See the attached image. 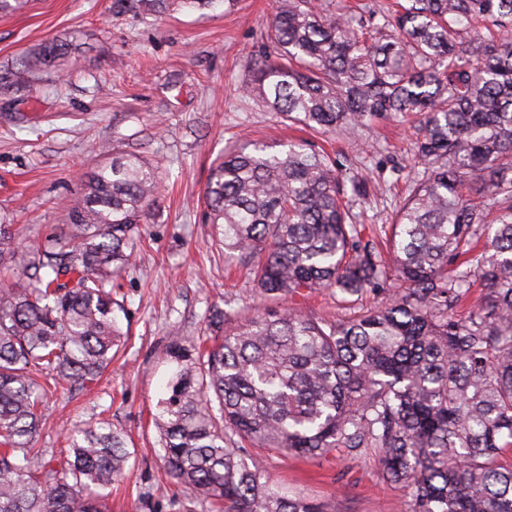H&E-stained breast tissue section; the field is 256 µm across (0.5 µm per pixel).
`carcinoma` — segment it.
I'll list each match as a JSON object with an SVG mask.
<instances>
[{
	"instance_id": "carcinoma-1",
	"label": "carcinoma",
	"mask_w": 512,
	"mask_h": 512,
	"mask_svg": "<svg viewBox=\"0 0 512 512\" xmlns=\"http://www.w3.org/2000/svg\"><path fill=\"white\" fill-rule=\"evenodd\" d=\"M215 0H112V11L203 10ZM269 51L245 87L285 120L327 134L424 113L391 256L363 241L345 201L359 178L301 140L224 149L205 223L268 297H358L395 276L389 300L340 322L295 307L224 329L216 308L177 370L154 425L166 474L217 512H323L273 483L260 450L317 460L378 453L409 512H512V0H401L394 12L341 0H277ZM69 44L55 40L43 62ZM22 60L0 87L29 82ZM475 186L476 205L463 189ZM136 156L113 157L68 207L71 224L30 248L0 224V512H107L131 453L106 421L70 436L46 466L35 438L46 388L92 386L124 335L114 279L136 258L159 193ZM497 222L485 223L486 214ZM481 301L459 315L474 282Z\"/></svg>"
}]
</instances>
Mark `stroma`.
I'll return each instance as SVG.
<instances>
[{"instance_id": "35a3bbf8", "label": "stroma", "mask_w": 512, "mask_h": 512, "mask_svg": "<svg viewBox=\"0 0 512 512\" xmlns=\"http://www.w3.org/2000/svg\"><path fill=\"white\" fill-rule=\"evenodd\" d=\"M25 2L0 13V70L35 60L53 38L69 40L70 48L37 66L29 87L0 89V223L15 225L29 243L61 232L68 222L64 202L116 155L143 159L163 184L141 226L136 262L121 274L129 312L124 343L94 387L62 383L48 393L49 417L36 445L61 467L70 432L108 420L131 453L124 481L112 488L111 512H213L165 475L153 417L174 370L166 356L173 337L204 335L216 306L242 317L280 307L254 293L245 269L225 260L213 225L203 221L205 187L225 147L300 134L242 91L252 79L247 58L262 50L275 0L144 16L113 13L112 0ZM423 120L410 112L330 137L338 163L367 181V198L354 206L367 228L395 221L407 193L395 169L412 164ZM397 287L387 280L355 305L325 291L299 306L336 322ZM262 457L271 479L325 512H409L407 489L382 479L375 455L319 461L266 451Z\"/></svg>"}]
</instances>
